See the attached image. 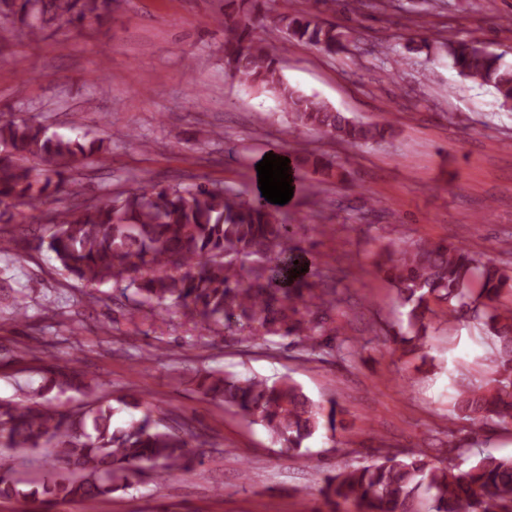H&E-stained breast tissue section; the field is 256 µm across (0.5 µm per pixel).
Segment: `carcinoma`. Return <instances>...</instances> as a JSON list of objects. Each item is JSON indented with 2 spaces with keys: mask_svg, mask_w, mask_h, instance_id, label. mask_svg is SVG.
I'll return each instance as SVG.
<instances>
[{
  "mask_svg": "<svg viewBox=\"0 0 512 512\" xmlns=\"http://www.w3.org/2000/svg\"><path fill=\"white\" fill-rule=\"evenodd\" d=\"M118 0H0V21L41 39L51 27H82L112 14ZM266 0H226L212 22L224 28V62L239 83L272 91L291 124L317 129L350 145L379 143L393 133L389 120L364 124L315 95L291 86L275 55L254 37L262 25L283 34L286 44H305L327 55L348 49L349 32L322 21L307 8L271 14ZM459 75L491 90L500 106L512 108V64L506 52L481 41L440 38ZM289 177L308 172L326 178L343 172L322 156L288 152ZM105 141L82 132L66 137L40 122L0 115V224L17 223L14 209L25 206L46 223L36 247L53 252L75 280L91 286L112 284L132 292L139 305L183 306L204 324L246 331L266 344L284 339L308 357L328 347L351 362L358 348L351 340L332 345L322 337L337 334L329 312L337 288L315 287V258L294 242L288 214L255 188L253 198L206 182L187 186L141 183L68 208L43 211L51 199L71 193L75 164L109 161ZM307 268L292 279L293 269ZM376 268L395 288L407 309L406 327L395 332L405 353L421 354L427 364L428 341L437 321L468 320L479 326L494 349L491 376L480 384H453L450 412L474 424L512 423V306L500 310L503 291H512V272L484 261L464 246L401 241L379 256ZM51 387L88 392L94 379L59 365L50 368ZM199 389L262 426L273 443L297 451L314 434L336 432V406L310 398L292 378L215 375L199 377ZM135 413L122 426L117 409L93 399L77 409H59L48 400L17 405L0 401L1 448H54L68 473L27 483L0 475V499L47 502L79 499L89 505L130 486L140 468L157 476L191 471L201 463L192 434L169 427L150 412L137 413L142 397L119 400ZM318 495L329 512L351 504L356 512H512V457L486 453L467 470L437 464L424 453L384 455L325 476Z\"/></svg>",
  "mask_w": 512,
  "mask_h": 512,
  "instance_id": "1",
  "label": "carcinoma"
}]
</instances>
